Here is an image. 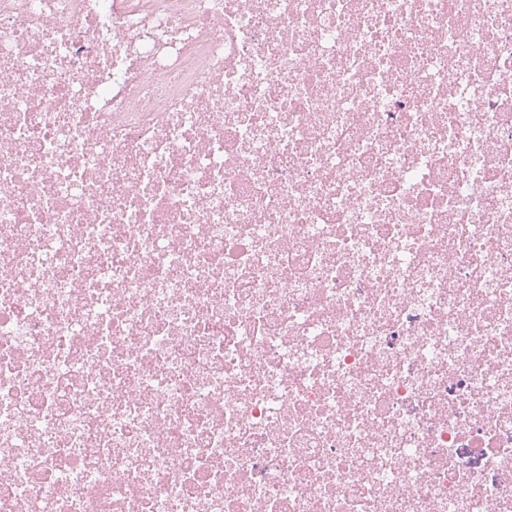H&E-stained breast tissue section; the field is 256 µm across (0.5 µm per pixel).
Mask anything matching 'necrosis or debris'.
Wrapping results in <instances>:
<instances>
[{"label": "necrosis or debris", "mask_w": 512, "mask_h": 512, "mask_svg": "<svg viewBox=\"0 0 512 512\" xmlns=\"http://www.w3.org/2000/svg\"><path fill=\"white\" fill-rule=\"evenodd\" d=\"M0 512H512V0H0Z\"/></svg>", "instance_id": "4bbe7bcc"}]
</instances>
